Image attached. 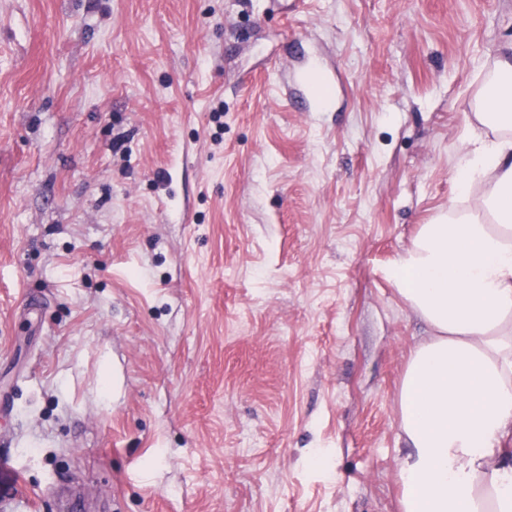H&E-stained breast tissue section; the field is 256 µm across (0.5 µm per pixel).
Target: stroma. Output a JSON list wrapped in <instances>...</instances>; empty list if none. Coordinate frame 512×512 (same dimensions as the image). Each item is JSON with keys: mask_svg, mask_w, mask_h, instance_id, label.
<instances>
[{"mask_svg": "<svg viewBox=\"0 0 512 512\" xmlns=\"http://www.w3.org/2000/svg\"><path fill=\"white\" fill-rule=\"evenodd\" d=\"M507 37L512 0H0V512H400L388 273Z\"/></svg>", "mask_w": 512, "mask_h": 512, "instance_id": "1", "label": "stroma"}]
</instances>
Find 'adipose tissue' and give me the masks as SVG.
<instances>
[{
  "mask_svg": "<svg viewBox=\"0 0 512 512\" xmlns=\"http://www.w3.org/2000/svg\"><path fill=\"white\" fill-rule=\"evenodd\" d=\"M492 68L457 198L389 271L428 328L400 386L402 512H512V38Z\"/></svg>",
  "mask_w": 512,
  "mask_h": 512,
  "instance_id": "obj_1",
  "label": "adipose tissue"
}]
</instances>
